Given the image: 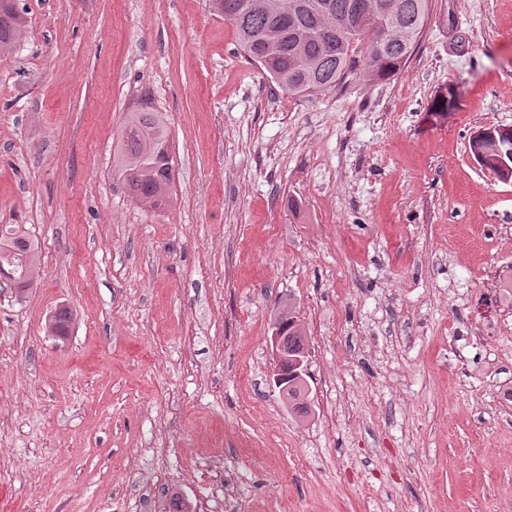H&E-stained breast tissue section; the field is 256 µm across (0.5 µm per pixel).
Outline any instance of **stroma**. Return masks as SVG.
Returning <instances> with one entry per match:
<instances>
[{
    "label": "stroma",
    "mask_w": 512,
    "mask_h": 512,
    "mask_svg": "<svg viewBox=\"0 0 512 512\" xmlns=\"http://www.w3.org/2000/svg\"><path fill=\"white\" fill-rule=\"evenodd\" d=\"M0 57V512H512V0H435L386 79L291 97L210 0H20ZM164 112L169 205L112 175ZM309 413L272 386L276 310ZM67 336L48 335L58 307ZM233 482L224 494L225 482ZM17 0H0V57L17 51L23 38L27 19ZM40 268L38 244L25 225L0 224V278L3 274L10 285L24 293L39 275ZM288 309L290 313H288ZM288 309H282L275 315L272 324V336H270L272 353L276 361L275 369L272 373V380L276 388L281 382L282 371L285 365L288 363V376H290L293 371V357L296 353L301 351L308 352L306 334L301 324L299 327L295 328L294 325L288 321L289 317L297 319L295 312L289 304ZM283 321L288 322V335L285 339V345L288 351L284 348L281 336L279 335V326ZM306 352L300 353L294 358V367L296 368L295 373L299 376V379L308 387L306 379V377H308V354Z\"/></svg>",
    "instance_id": "1"
}]
</instances>
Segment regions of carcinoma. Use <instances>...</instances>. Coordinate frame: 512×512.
<instances>
[{
    "mask_svg": "<svg viewBox=\"0 0 512 512\" xmlns=\"http://www.w3.org/2000/svg\"><path fill=\"white\" fill-rule=\"evenodd\" d=\"M217 12L236 31L238 44L252 59L268 48L270 29L277 30V66L265 72L268 81L298 97L333 91L347 78L363 71L385 79L397 73L412 55L432 11L433 0H398L400 9L391 23L382 22L367 8L380 0H327L319 11L318 0H213ZM25 13L17 0H0V57L17 51L26 29ZM119 147L112 172L140 204L157 207L168 201L173 165L167 120L162 112L142 108L126 113L118 133ZM41 255L23 224H0V275L18 291L30 287L39 275ZM72 312L62 307L54 313L55 333L69 331ZM288 371L293 357L307 350L302 327L288 324L285 339ZM308 393L288 388V405L308 412Z\"/></svg>",
    "mask_w": 512,
    "mask_h": 512,
    "instance_id": "carcinoma-1",
    "label": "carcinoma"
}]
</instances>
